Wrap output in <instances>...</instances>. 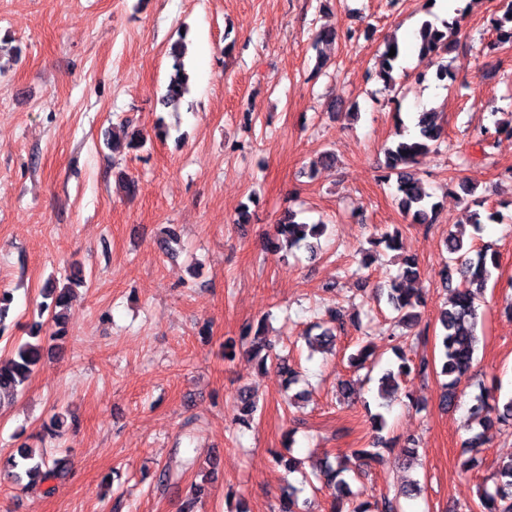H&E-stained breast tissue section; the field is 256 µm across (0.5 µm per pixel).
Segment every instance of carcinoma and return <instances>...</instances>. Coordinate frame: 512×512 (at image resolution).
Returning <instances> with one entry per match:
<instances>
[{
  "label": "carcinoma",
  "instance_id": "1",
  "mask_svg": "<svg viewBox=\"0 0 512 512\" xmlns=\"http://www.w3.org/2000/svg\"><path fill=\"white\" fill-rule=\"evenodd\" d=\"M504 14L502 18H492L491 26L498 33V41L502 44H512V28L504 29V23L512 24V0H502ZM459 31V20L452 22L441 31L429 21L420 26V43L418 57L426 63V68L417 72L418 80H424L425 72L433 66V59L448 50V41ZM187 32L179 34L168 48L167 55L172 60L168 73L166 91L159 99V104L165 108L175 107L190 93L192 69L187 60ZM395 49V55L389 56L390 49ZM400 56V46L396 38L383 42L381 51V67L376 71V78L383 86L390 89L394 86L392 75L394 63ZM417 131L410 138L401 137L385 149V168L387 176H396L398 207L411 219L413 224H431L438 210V203L432 201L420 179L415 177L411 165L418 157L428 153L431 147L438 145L443 135L440 113L427 110L418 113ZM122 135L112 133L108 140L109 148L116 150L126 148L139 151L146 147L150 137L139 130L131 132L126 126H120ZM325 230L323 224H306L297 221V215L288 212L280 224L276 225V233L270 241V250L278 251L282 247L288 249L312 248L310 238L320 236ZM448 261L440 270V277L445 288H450L453 276L458 274L470 281L476 289L465 288L453 295L450 306L439 311L437 321L440 325L438 334L440 374L448 378L441 394L442 405L455 403L456 389L462 378L470 371L477 349L478 336L476 333L477 313L475 300L477 291L484 288L499 270V254L491 245L485 244L475 250L464 248V239L456 234L448 235L445 242ZM419 276V266L416 258H404L402 273L391 279L387 291V303L394 313V322L407 328L417 326L421 320L420 308L424 300L405 287V283ZM66 283L57 286L49 283L44 288L45 298L51 303L44 308L51 310L50 321L54 330L41 334L42 325L36 323L32 327L29 340L10 342L11 356L5 361L0 360V399L14 397L27 387L32 375L44 357L46 349L58 348L57 341L65 335L68 325L71 305V283L83 282L82 271L72 269L65 276ZM240 342L249 345L253 357L258 359L259 366L267 369L275 366L286 376V383L292 384L296 372L288 364V359L279 358L269 352L266 340L261 330H252L246 326L238 336ZM429 369L425 360L419 364H410L403 360L397 367L384 371L378 379V395L389 402L396 396L400 384L413 373L424 375ZM238 401L241 406L240 421L246 425L254 418L258 410L255 397L248 391L239 393ZM469 418L475 425V431L466 441V447L475 450L484 444L485 432L495 425L512 424V397L501 402L490 398L487 394H479L473 398L469 408ZM7 467L0 468V479H7L16 484H23L26 490L40 487L43 484L60 478L64 472L63 462L48 455L47 450L40 451L26 444L16 448V452L6 461ZM348 471V458L337 459L336 467H327L313 473L317 480L323 481L336 491V500L332 512H344L345 500L353 495L349 483L342 478ZM484 512H512V459L500 465L496 474L494 492H484L480 500Z\"/></svg>",
  "mask_w": 512,
  "mask_h": 512
}]
</instances>
